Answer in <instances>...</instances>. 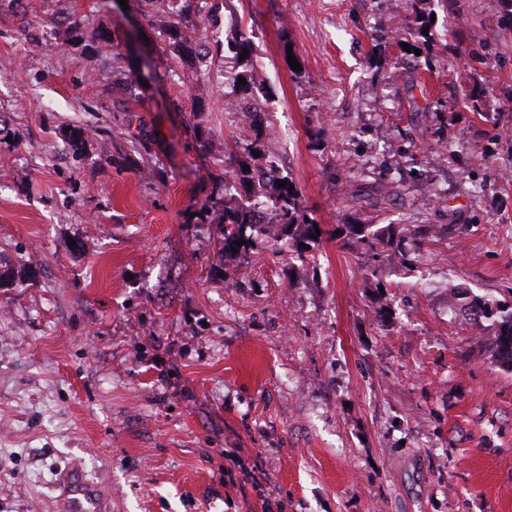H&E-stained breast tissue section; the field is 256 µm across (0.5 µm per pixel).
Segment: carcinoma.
<instances>
[{
  "instance_id": "cac0c4a2",
  "label": "carcinoma",
  "mask_w": 512,
  "mask_h": 512,
  "mask_svg": "<svg viewBox=\"0 0 512 512\" xmlns=\"http://www.w3.org/2000/svg\"><path fill=\"white\" fill-rule=\"evenodd\" d=\"M202 17L201 10L192 9L191 5L166 17L161 21L158 29L160 38L174 42L180 49L179 59L186 62L189 59L203 61L210 54L209 47H201L192 44L185 30L198 26ZM429 26L422 10L416 11L414 19L405 24L399 32L401 40L419 39L425 44L434 41V31L423 32V28ZM91 138L90 129L87 127H73L67 134V143L75 155L83 153L86 144ZM273 170V166H256L249 170L239 167L235 171L236 178L232 183H224V254H232V248L237 251H246L252 244L267 239L284 242L288 247V254L292 258L302 259L306 249L303 245L318 238L315 223L309 220L302 205L301 192L298 189H289L292 181H286L283 187L276 181L279 176L272 178L267 172ZM244 187L248 200L243 201L236 197L238 187ZM266 204L265 213L268 221L260 224L255 220L256 204ZM243 240L245 244L236 247V242ZM32 273L31 267L23 263L18 268H7L0 271V286L9 284L15 279H22ZM467 310L478 314L479 319H491L499 327L496 340L498 360L512 367V301L501 302L474 298L467 304Z\"/></svg>"
}]
</instances>
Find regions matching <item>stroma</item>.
<instances>
[{
	"label": "stroma",
	"mask_w": 512,
	"mask_h": 512,
	"mask_svg": "<svg viewBox=\"0 0 512 512\" xmlns=\"http://www.w3.org/2000/svg\"><path fill=\"white\" fill-rule=\"evenodd\" d=\"M208 2L194 68L148 25L179 0H0V264H33L0 288V512H64L74 467L109 512H512V370L462 309L512 298V0H423L418 54L410 0ZM252 145L305 260L223 252ZM416 16L414 19L406 23L402 28L401 32H395L396 36H393V39L401 36L399 41H405L409 43V39L417 42L416 39L423 41L425 44L429 45L434 41V31L431 29L428 21L425 17V12L422 10H416ZM429 27L428 33H423V28Z\"/></svg>",
	"instance_id": "obj_1"
}]
</instances>
